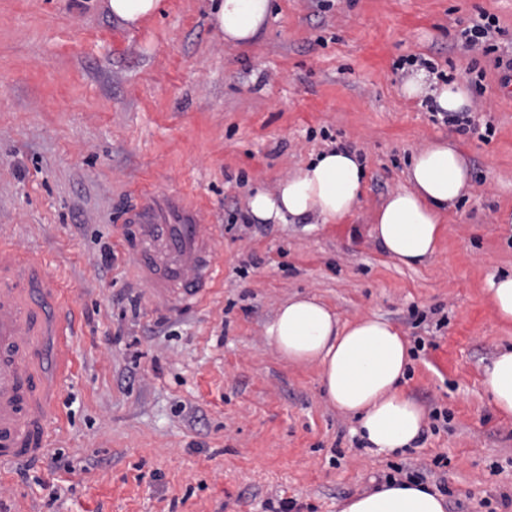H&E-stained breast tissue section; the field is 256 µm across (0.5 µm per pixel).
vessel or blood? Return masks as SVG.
Listing matches in <instances>:
<instances>
[{"label":"vessel or blood","mask_w":512,"mask_h":512,"mask_svg":"<svg viewBox=\"0 0 512 512\" xmlns=\"http://www.w3.org/2000/svg\"><path fill=\"white\" fill-rule=\"evenodd\" d=\"M135 269L163 301L195 304L218 265L195 206L152 190L131 209ZM68 303L43 260L0 242V459L30 460L47 445L51 398L68 370Z\"/></svg>","instance_id":"vessel-or-blood-1"}]
</instances>
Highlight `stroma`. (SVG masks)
<instances>
[{
    "label": "stroma",
    "instance_id": "obj_1",
    "mask_svg": "<svg viewBox=\"0 0 512 512\" xmlns=\"http://www.w3.org/2000/svg\"><path fill=\"white\" fill-rule=\"evenodd\" d=\"M105 0H0V240L41 257L76 315L50 444L0 462V512H337L391 466L446 467V512H498L512 491V416L483 368L512 345L486 300L512 272V83L461 29L496 17L512 56V0H271L263 33L225 45L214 0H162L127 30ZM430 65L471 92L475 132L405 97ZM460 150L472 190L444 218L439 253L396 265L370 230L409 161ZM366 166L334 224H245L325 147ZM193 199L221 279L193 307L157 300L134 271L124 212L142 191ZM341 321L377 315L417 350L403 385L428 412L415 448L363 450L355 420L264 328L288 296ZM447 421L431 419L433 410Z\"/></svg>",
    "mask_w": 512,
    "mask_h": 512
}]
</instances>
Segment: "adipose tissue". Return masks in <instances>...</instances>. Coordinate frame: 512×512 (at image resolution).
<instances>
[{
	"mask_svg": "<svg viewBox=\"0 0 512 512\" xmlns=\"http://www.w3.org/2000/svg\"><path fill=\"white\" fill-rule=\"evenodd\" d=\"M270 8V0H219L216 20L225 44L254 40ZM402 92L430 99L440 112H464L471 105L465 86L429 80L422 69L404 82ZM407 180L378 208L371 234L389 257L412 268L437 254L443 218L467 194L469 172L456 148L433 142L413 155ZM364 181L365 167L356 152L330 148L274 190L255 188L248 214L262 224H327L353 212ZM265 336L288 362L319 366L327 399L356 417L367 453L394 454L418 442L424 412L403 390L411 348L387 320L366 316L343 323L325 303L295 295L280 304ZM483 379L495 408L512 416V349H501L485 365ZM338 512H446V506L428 485L384 482L344 498Z\"/></svg>",
	"mask_w": 512,
	"mask_h": 512,
	"instance_id": "1",
	"label": "adipose tissue"
}]
</instances>
